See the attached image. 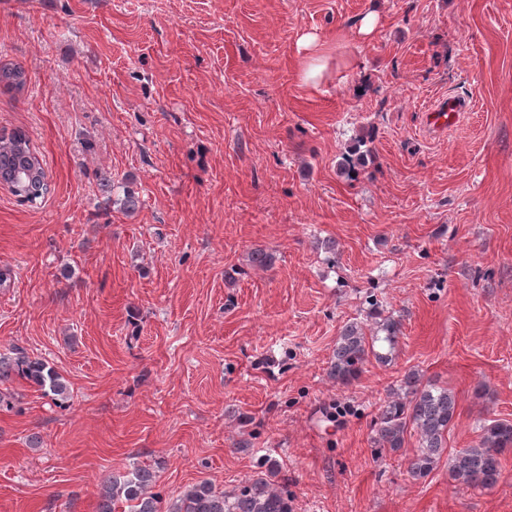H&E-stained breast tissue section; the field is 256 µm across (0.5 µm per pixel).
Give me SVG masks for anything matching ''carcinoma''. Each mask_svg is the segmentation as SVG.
Returning <instances> with one entry per match:
<instances>
[{
    "mask_svg": "<svg viewBox=\"0 0 512 512\" xmlns=\"http://www.w3.org/2000/svg\"><path fill=\"white\" fill-rule=\"evenodd\" d=\"M27 84L21 66L0 65V86L20 92ZM15 159L30 168L34 185L25 195L33 202L45 197L46 176L42 160L22 130L0 136V161ZM372 334L363 323H347L336 339L328 375L338 386L357 380L370 359L380 364L393 360L400 332V321L377 313ZM17 376L60 400L69 398L65 378L45 361L18 348L9 357L0 356V382ZM458 410L454 391L432 383L417 369H410L399 380L392 396L379 407L373 429V445L380 453H397L405 448L407 436L417 437V448L408 459V473L417 480L429 476L443 458H448V473L458 485L473 489L494 487L501 475V456L512 449V422L487 420L477 441L467 448L448 453V432ZM156 475L150 467H134L128 472L108 476L100 483L96 512H294L288 483L274 482L262 475L243 480L233 491L217 490L202 480L165 500L153 491Z\"/></svg>",
    "mask_w": 512,
    "mask_h": 512,
    "instance_id": "cac0c4a2",
    "label": "carcinoma"
}]
</instances>
